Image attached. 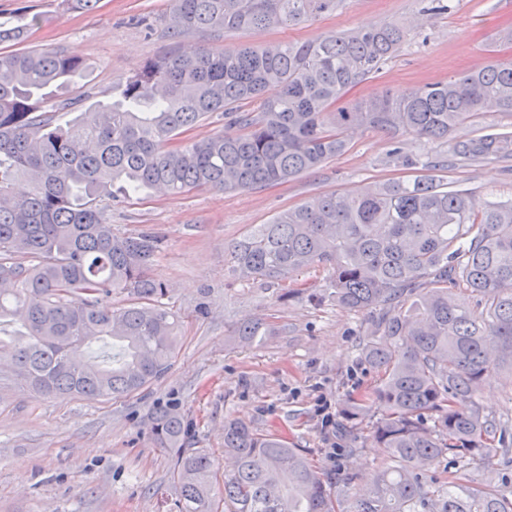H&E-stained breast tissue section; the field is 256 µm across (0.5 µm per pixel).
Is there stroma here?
<instances>
[{"label": "stroma", "instance_id": "35a3bbf8", "mask_svg": "<svg viewBox=\"0 0 512 512\" xmlns=\"http://www.w3.org/2000/svg\"><path fill=\"white\" fill-rule=\"evenodd\" d=\"M61 0H0V19L26 8L41 15L28 45L74 50L95 71L76 87L109 101L139 64L168 49L216 52L240 45L318 42L366 25L420 17L401 51L374 78L350 92L359 99L384 91L399 96L468 70L476 58L512 60V47H495L498 28L512 25V0H454L452 12L420 16L422 0H343L332 14L296 26L223 37L195 32L170 39L169 0H100L91 13L63 11ZM352 146L320 170L253 191L194 190L156 195L134 204L103 202L114 232L151 231L161 239L154 274L169 288L182 316L177 355L165 376L130 398L98 401L44 395L20 382L0 360V512H176L171 460L155 447L148 415L176 400L192 425L196 447L209 451L217 472L224 458V422L240 419L260 431L283 434L304 449L327 478L369 484L388 463L371 447L367 426L339 437L324 431L320 408L339 412L349 394L378 376L358 358L372 329L368 312L343 309L326 296L327 271L316 269L269 286L243 281L233 270L231 245L280 211L327 193L356 194L366 183L408 180L394 147L443 155L450 188L477 203L512 200V160L453 158L452 142L427 143L406 135L351 133ZM296 297H289V290ZM263 319L272 330L260 342L236 340L233 329ZM476 401L489 419L512 425V380L493 377ZM355 446L353 456L344 449Z\"/></svg>", "mask_w": 512, "mask_h": 512}]
</instances>
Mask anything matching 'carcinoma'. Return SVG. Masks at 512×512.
Segmentation results:
<instances>
[{
    "instance_id": "1",
    "label": "carcinoma",
    "mask_w": 512,
    "mask_h": 512,
    "mask_svg": "<svg viewBox=\"0 0 512 512\" xmlns=\"http://www.w3.org/2000/svg\"><path fill=\"white\" fill-rule=\"evenodd\" d=\"M340 2L170 0L169 29L180 36L293 26ZM27 34L25 25L0 22V320L24 328L20 342L0 341V356L46 393L127 398L161 379L176 357L180 317L152 275L160 240L114 233L102 201L257 190L343 155L357 128L446 142L482 112L512 115V61L498 59L399 98L383 92L336 108L410 36L392 22L316 44L170 50L142 62L117 99L61 125L54 113L76 109L81 98L71 92L94 64L77 52L13 49ZM215 113L224 116L223 132L179 139ZM453 152L512 158V132L457 142ZM396 154L427 174L372 183L354 196H314L235 242L232 263L242 278L266 285L325 269L327 298L376 314L359 358L379 373L378 384L346 402L336 429L369 424L372 447L388 449L390 464L354 494L350 512H512L497 485L471 488L437 470L445 459L484 463L495 449L512 448V430L475 401L498 370L512 371V201L478 209L467 191L445 189L433 175L447 161ZM458 290L474 306L458 305ZM114 294L128 303L112 308ZM269 332L254 320L233 335L251 343ZM108 340L119 356L87 355ZM377 402L386 408L380 418ZM150 432L172 453L178 512H342L348 487L333 488L278 433L224 422L233 468L217 492L214 460L190 447L178 404L157 405Z\"/></svg>"
}]
</instances>
